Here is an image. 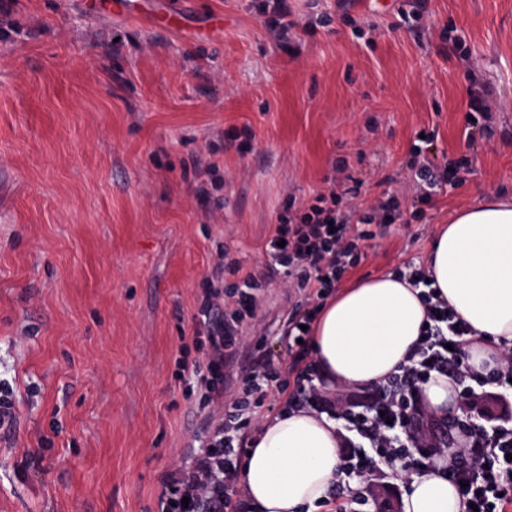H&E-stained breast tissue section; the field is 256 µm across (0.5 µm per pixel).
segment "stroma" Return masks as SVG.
I'll use <instances>...</instances> for the list:
<instances>
[{
	"label": "stroma",
	"mask_w": 512,
	"mask_h": 512,
	"mask_svg": "<svg viewBox=\"0 0 512 512\" xmlns=\"http://www.w3.org/2000/svg\"><path fill=\"white\" fill-rule=\"evenodd\" d=\"M85 0L0 6V512H159L209 409L175 377L217 246L262 268L287 201L346 164L364 210L398 189L421 130L456 169L415 216L359 244L339 282L425 263L439 229L512 194V0ZM463 43L473 57L462 62ZM494 98L472 132L469 94ZM276 282L246 333L296 387ZM270 7L271 16L268 18L266 26L270 33L278 41L288 40V33L299 26V23L293 17V13L288 5V0H275L273 4L265 5V10ZM7 384V387L3 389V385ZM3 391V396H2ZM13 393V389L10 386L9 382H4L2 384L1 390V380H0V431L4 433L5 436L11 434L17 424V413L14 403V398L11 396Z\"/></svg>",
	"instance_id": "obj_1"
}]
</instances>
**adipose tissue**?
<instances>
[{"mask_svg": "<svg viewBox=\"0 0 512 512\" xmlns=\"http://www.w3.org/2000/svg\"><path fill=\"white\" fill-rule=\"evenodd\" d=\"M426 273L449 309L473 332L470 363L490 369L512 345V197L485 195L456 211L435 239ZM427 306L407 279L387 274L359 281L322 304L310 350L325 375L356 388L398 374L416 347ZM448 455L406 476L403 512H465L446 471ZM341 467L334 419L284 409L262 423L239 472L251 512H317Z\"/></svg>", "mask_w": 512, "mask_h": 512, "instance_id": "obj_1", "label": "adipose tissue"}]
</instances>
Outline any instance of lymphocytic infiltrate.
<instances>
[{
    "label": "lymphocytic infiltrate",
    "instance_id": "obj_1",
    "mask_svg": "<svg viewBox=\"0 0 512 512\" xmlns=\"http://www.w3.org/2000/svg\"><path fill=\"white\" fill-rule=\"evenodd\" d=\"M350 180L346 168H338L327 188L317 192L307 207L280 216L263 248L267 272L245 268L227 252H216L211 275L199 295L201 317L192 326L193 343L206 345L203 358L191 363L181 356L177 365L179 380L187 387L203 389L218 417L209 435L189 447L188 464L163 475L160 512H239L238 461L244 440L229 435L219 417L225 406L224 378L238 359L248 321L260 311L263 292L275 275L287 276L289 287L303 293L305 299L324 298L355 260L359 242L375 239L395 224L405 196H412L420 205L430 204L447 183L448 173L433 159L412 161L405 188L383 192L370 212L360 218L344 206L351 192ZM228 273L241 277L242 287L225 289ZM424 297L428 304L424 335L400 369L402 388L390 389L381 408L355 410L352 400L326 398L316 386L319 370L310 361L305 342V328L315 315L311 308L288 319V346L298 384L295 392L284 393L267 362L244 366L241 375L249 379L252 392L260 398L283 399L292 408L325 403L336 407L347 432L342 439L345 466H361L378 458L390 464L400 461L409 431L414 434L415 447L438 452L440 441L422 401L423 384L438 375L448 377L464 407L473 409L486 396L487 380L469 363L467 337L471 330L467 323L434 291L426 290ZM448 477L461 483L466 512H497L504 498L512 495V425L489 427L481 418H470L469 431L461 440Z\"/></svg>",
    "mask_w": 512,
    "mask_h": 512
}]
</instances>
